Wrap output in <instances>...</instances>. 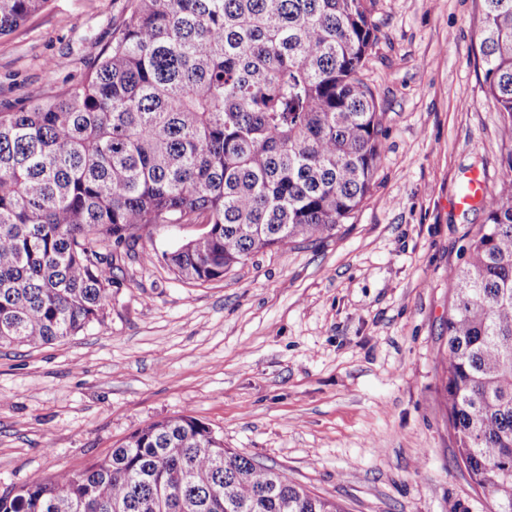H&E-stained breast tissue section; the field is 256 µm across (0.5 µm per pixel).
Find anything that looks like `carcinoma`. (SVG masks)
<instances>
[{"mask_svg": "<svg viewBox=\"0 0 512 512\" xmlns=\"http://www.w3.org/2000/svg\"><path fill=\"white\" fill-rule=\"evenodd\" d=\"M47 0H0V36ZM488 95L512 131V0H483ZM375 0H127L77 86L0 112V347L101 322L115 252L150 224H206L163 253L221 279L335 234L370 191L382 113L362 78ZM487 223L448 273L444 392L455 462L512 512V151ZM0 512H344L189 415L78 471L0 493Z\"/></svg>", "mask_w": 512, "mask_h": 512, "instance_id": "obj_1", "label": "carcinoma"}]
</instances>
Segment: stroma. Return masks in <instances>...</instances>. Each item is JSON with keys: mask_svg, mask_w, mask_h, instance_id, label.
<instances>
[{"mask_svg": "<svg viewBox=\"0 0 512 512\" xmlns=\"http://www.w3.org/2000/svg\"><path fill=\"white\" fill-rule=\"evenodd\" d=\"M124 0H49L0 36V112L79 83ZM483 0H376L365 78L382 154L354 217L323 242L265 249L224 278L161 258L200 234L153 225L121 253L102 322L39 348H0V492L75 471L135 431L190 415L345 512H490L454 461L441 354L448 270L464 264L512 133L486 91Z\"/></svg>", "mask_w": 512, "mask_h": 512, "instance_id": "35a3bbf8", "label": "stroma"}]
</instances>
